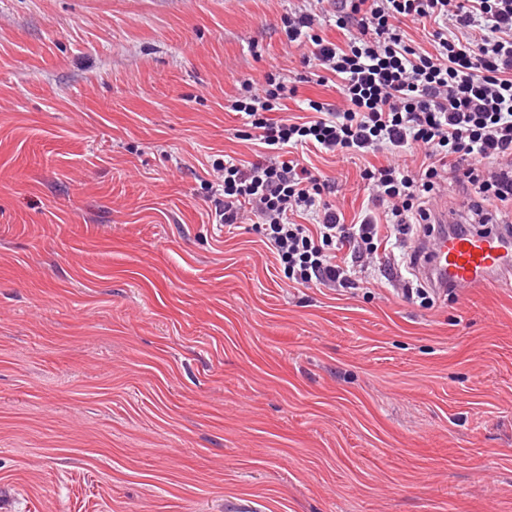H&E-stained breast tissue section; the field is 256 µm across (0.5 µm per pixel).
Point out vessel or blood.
I'll return each mask as SVG.
<instances>
[{
    "mask_svg": "<svg viewBox=\"0 0 512 512\" xmlns=\"http://www.w3.org/2000/svg\"><path fill=\"white\" fill-rule=\"evenodd\" d=\"M434 245L423 250L417 264L439 288L466 290L488 281L512 288V236L504 226L459 233L448 230V209L434 212Z\"/></svg>",
    "mask_w": 512,
    "mask_h": 512,
    "instance_id": "1",
    "label": "vessel or blood"
}]
</instances>
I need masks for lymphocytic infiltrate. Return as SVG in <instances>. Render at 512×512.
I'll use <instances>...</instances> for the list:
<instances>
[{
    "label": "lymphocytic infiltrate",
    "mask_w": 512,
    "mask_h": 512,
    "mask_svg": "<svg viewBox=\"0 0 512 512\" xmlns=\"http://www.w3.org/2000/svg\"><path fill=\"white\" fill-rule=\"evenodd\" d=\"M347 42L322 38L319 15L284 20L289 44L309 46L312 57L339 81L342 103L307 100L306 120L269 115L295 96L276 74L243 82L231 108L250 139L263 144L257 160L216 164L223 193L216 211L226 224L256 216L265 244L293 283L351 286L355 269L378 264L384 235L406 248L415 225L432 233L429 203L455 178L475 203L471 213L512 205V0H331ZM425 24L430 53L405 40L404 22ZM423 147L417 167L401 153ZM367 157L386 152L383 165L365 166L368 203L346 222L331 202L334 186L295 151ZM312 216L314 225L297 223Z\"/></svg>",
    "instance_id": "lymphocytic-infiltrate-1"
}]
</instances>
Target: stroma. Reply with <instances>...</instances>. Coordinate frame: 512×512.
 Returning a JSON list of instances; mask_svg holds the SVG:
<instances>
[{
	"label": "stroma",
	"mask_w": 512,
	"mask_h": 512,
	"mask_svg": "<svg viewBox=\"0 0 512 512\" xmlns=\"http://www.w3.org/2000/svg\"><path fill=\"white\" fill-rule=\"evenodd\" d=\"M316 0H0V512H512V288L293 286L213 164L336 103ZM346 219L365 161L318 156Z\"/></svg>",
	"instance_id": "1"
}]
</instances>
